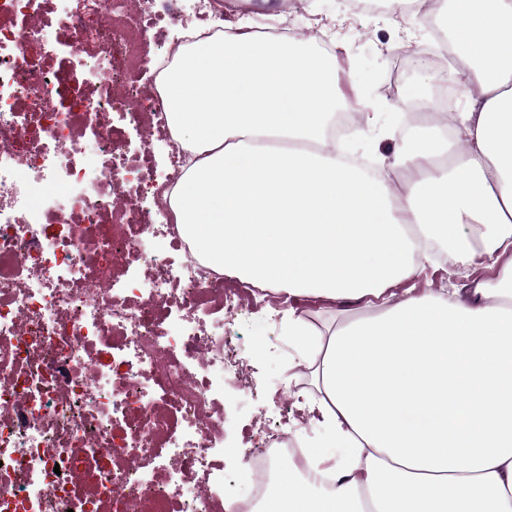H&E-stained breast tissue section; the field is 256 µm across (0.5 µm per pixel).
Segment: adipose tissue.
Here are the masks:
<instances>
[{
    "label": "adipose tissue",
    "mask_w": 512,
    "mask_h": 512,
    "mask_svg": "<svg viewBox=\"0 0 512 512\" xmlns=\"http://www.w3.org/2000/svg\"><path fill=\"white\" fill-rule=\"evenodd\" d=\"M466 107L429 101L363 167L329 127L336 63L247 19L181 50L162 105L184 150L178 232L284 295L319 431L258 512H512V0H437ZM443 244L464 282L408 287ZM364 302L319 328L295 302Z\"/></svg>",
    "instance_id": "adipose-tissue-1"
}]
</instances>
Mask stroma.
<instances>
[{
  "instance_id": "35a3bbf8",
  "label": "stroma",
  "mask_w": 512,
  "mask_h": 512,
  "mask_svg": "<svg viewBox=\"0 0 512 512\" xmlns=\"http://www.w3.org/2000/svg\"><path fill=\"white\" fill-rule=\"evenodd\" d=\"M237 8L259 27H287L302 37H314L313 47L336 59L338 87L345 105L363 106L365 92H373L374 110L381 122L418 112L434 96L433 80L441 52L426 30H419L415 43L418 57L406 63L400 54L408 40L400 30L398 15L390 9L358 8L356 0H302L295 17L276 12L264 0H238ZM281 295L260 300L239 315L232 326L240 354L252 370L255 395L246 397L232 383L224 385V406L233 420L224 434V492L239 489L244 434L251 432L256 412L277 420L282 404L292 396L288 377L295 352L282 329ZM263 340L265 353L256 356V340Z\"/></svg>"
}]
</instances>
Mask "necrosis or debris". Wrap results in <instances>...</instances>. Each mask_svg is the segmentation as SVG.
Returning <instances> with one entry per match:
<instances>
[{"instance_id": "necrosis-or-debris-1", "label": "necrosis or debris", "mask_w": 512, "mask_h": 512, "mask_svg": "<svg viewBox=\"0 0 512 512\" xmlns=\"http://www.w3.org/2000/svg\"><path fill=\"white\" fill-rule=\"evenodd\" d=\"M73 2L0 0V512H256L306 454L293 407L225 502L224 384L248 370L224 323L264 291L194 256L165 196L178 157L155 177L117 125L178 150L139 72L182 44L150 54L158 0Z\"/></svg>"}]
</instances>
